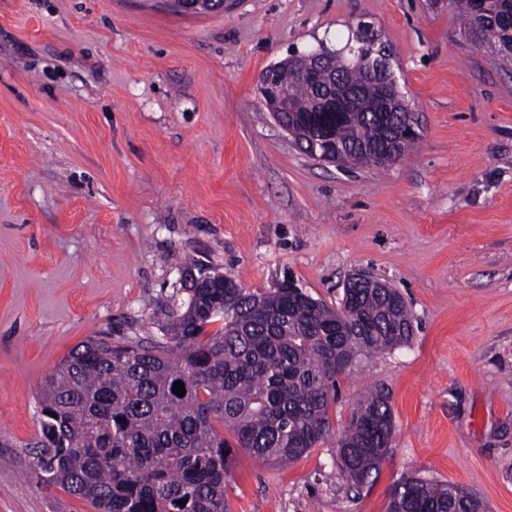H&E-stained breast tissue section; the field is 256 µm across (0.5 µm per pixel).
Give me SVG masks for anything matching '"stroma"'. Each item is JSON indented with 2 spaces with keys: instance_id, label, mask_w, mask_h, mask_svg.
I'll return each instance as SVG.
<instances>
[{
  "instance_id": "obj_1",
  "label": "stroma",
  "mask_w": 512,
  "mask_h": 512,
  "mask_svg": "<svg viewBox=\"0 0 512 512\" xmlns=\"http://www.w3.org/2000/svg\"><path fill=\"white\" fill-rule=\"evenodd\" d=\"M367 32L419 138L384 171L302 153L256 91L268 65ZM329 307L389 282L412 341L340 376L346 425L383 389L377 481L334 441L289 466L237 451L230 512H387L407 475L512 512V69L445 0H0V512H94L29 474L43 382L95 336L160 333L190 261Z\"/></svg>"
}]
</instances>
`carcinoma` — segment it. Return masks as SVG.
<instances>
[{
    "mask_svg": "<svg viewBox=\"0 0 512 512\" xmlns=\"http://www.w3.org/2000/svg\"><path fill=\"white\" fill-rule=\"evenodd\" d=\"M448 10L460 30L478 28L490 43L512 35L498 23L512 15V0H490L480 18L470 0H448ZM306 70L301 59L277 74L294 109L284 118L296 145L306 151L325 129L344 164L365 166L377 87L362 67L340 68L361 95L356 111L327 114L317 111ZM190 267L210 280L178 289L163 335L90 338L45 379L30 471L96 512H228L224 480L234 449L274 466L301 458L331 435L338 377L412 339L411 312L397 291L350 288L334 310L304 291L253 290L229 274ZM177 381L182 397L173 392ZM391 428L386 396L368 391L336 439L340 476L372 486ZM388 512H481V505L463 485L405 476L391 488Z\"/></svg>",
    "mask_w": 512,
    "mask_h": 512,
    "instance_id": "obj_1",
    "label": "carcinoma"
}]
</instances>
